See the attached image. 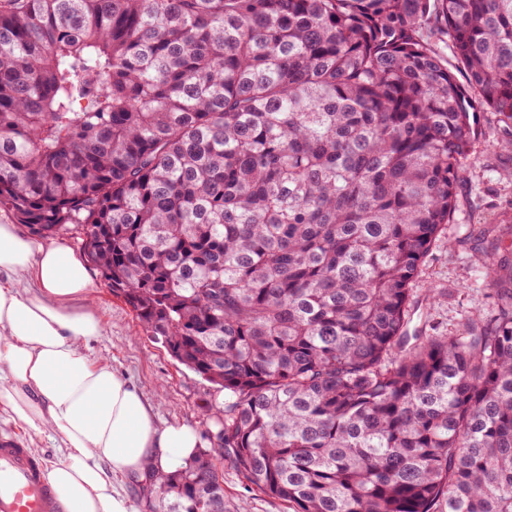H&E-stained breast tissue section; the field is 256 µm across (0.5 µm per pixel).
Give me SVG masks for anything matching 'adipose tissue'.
<instances>
[{"label":"adipose tissue","mask_w":512,"mask_h":512,"mask_svg":"<svg viewBox=\"0 0 512 512\" xmlns=\"http://www.w3.org/2000/svg\"><path fill=\"white\" fill-rule=\"evenodd\" d=\"M93 288L72 249L0 223V408L34 435L59 438L45 471L62 512H134L114 478L156 480L201 440L187 425L157 429L139 388L91 361L86 348L103 333Z\"/></svg>","instance_id":"adipose-tissue-1"}]
</instances>
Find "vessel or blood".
Returning a JSON list of instances; mask_svg holds the SVG:
<instances>
[{"mask_svg":"<svg viewBox=\"0 0 512 512\" xmlns=\"http://www.w3.org/2000/svg\"><path fill=\"white\" fill-rule=\"evenodd\" d=\"M0 512H60L39 462L14 440L0 442Z\"/></svg>","mask_w":512,"mask_h":512,"instance_id":"b4317fda","label":"vessel or blood"}]
</instances>
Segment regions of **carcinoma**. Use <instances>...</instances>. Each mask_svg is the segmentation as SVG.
Returning a JSON list of instances; mask_svg holds the SVG:
<instances>
[{
    "label": "carcinoma",
    "mask_w": 512,
    "mask_h": 512,
    "mask_svg": "<svg viewBox=\"0 0 512 512\" xmlns=\"http://www.w3.org/2000/svg\"><path fill=\"white\" fill-rule=\"evenodd\" d=\"M481 111L511 149L512 0H0V213L224 391L161 512H227L226 461L294 512H512V249L493 322L409 332Z\"/></svg>",
    "instance_id": "1"
}]
</instances>
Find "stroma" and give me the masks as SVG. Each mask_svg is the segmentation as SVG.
Returning <instances> with one entry per match:
<instances>
[{
  "label": "stroma",
  "mask_w": 512,
  "mask_h": 512,
  "mask_svg": "<svg viewBox=\"0 0 512 512\" xmlns=\"http://www.w3.org/2000/svg\"><path fill=\"white\" fill-rule=\"evenodd\" d=\"M478 138L457 189V221L427 257L415 284L414 303L428 331L451 333L466 319L497 312L485 270L487 253L512 244V150L500 148L503 125L492 112L477 115ZM94 301L104 332L90 358L116 368L140 386L157 428L187 424L200 433L224 404L216 387L175 361L144 335L131 308L95 278ZM229 512H292L288 504L224 470Z\"/></svg>",
  "instance_id": "stroma-1"
}]
</instances>
